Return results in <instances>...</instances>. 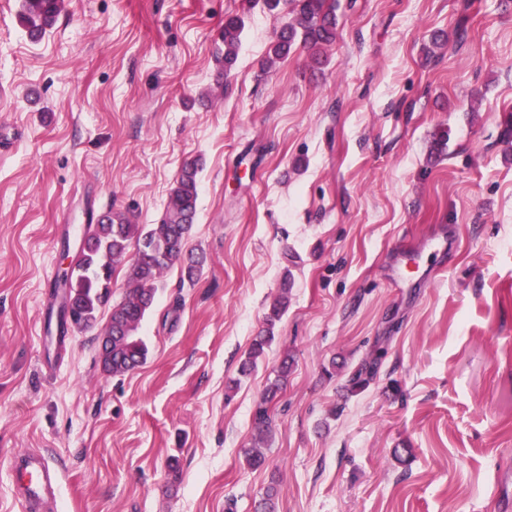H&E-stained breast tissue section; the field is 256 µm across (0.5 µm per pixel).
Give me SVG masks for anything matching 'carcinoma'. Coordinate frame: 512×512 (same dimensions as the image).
Wrapping results in <instances>:
<instances>
[{
    "instance_id": "1",
    "label": "carcinoma",
    "mask_w": 512,
    "mask_h": 512,
    "mask_svg": "<svg viewBox=\"0 0 512 512\" xmlns=\"http://www.w3.org/2000/svg\"><path fill=\"white\" fill-rule=\"evenodd\" d=\"M62 0H22L23 16L33 39L43 37L53 28ZM272 9L287 5L290 20L276 32L271 53L276 58L288 56L301 46L314 62H320L322 50L336 39L338 0H265ZM243 22L238 16L224 19V70L231 69L237 51ZM199 163H186L176 179L164 217L157 224H135L120 210H108L90 222L85 230L86 248L72 267L69 281L58 277L59 285L69 284L75 308L73 319H67L65 306L56 316V331L65 336L70 326L84 331L95 326L100 309L112 294V277L116 266L126 264L127 290L124 299L112 307V335L104 337L100 359L103 370L123 375L142 365L147 347L137 336L138 329L152 308L163 272L180 265L181 274L194 281L200 273L203 257L188 249V240L196 217ZM289 276H284L280 293L265 315V327L254 338L241 372L247 374L273 340L276 324L288 307ZM290 361L281 360L277 376L265 388L253 415L256 442H262L273 427L269 404L288 381ZM376 374V367L361 366L349 379L352 391L366 387ZM257 512H278V491L267 487L258 502Z\"/></svg>"
}]
</instances>
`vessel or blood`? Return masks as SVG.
Instances as JSON below:
<instances>
[{
  "label": "vessel or blood",
  "mask_w": 512,
  "mask_h": 512,
  "mask_svg": "<svg viewBox=\"0 0 512 512\" xmlns=\"http://www.w3.org/2000/svg\"><path fill=\"white\" fill-rule=\"evenodd\" d=\"M14 494L22 512H48L57 501L59 473L38 451L11 457Z\"/></svg>",
  "instance_id": "obj_1"
}]
</instances>
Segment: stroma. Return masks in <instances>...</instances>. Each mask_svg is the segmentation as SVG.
Segmentation results:
<instances>
[{
  "label": "stroma",
  "instance_id": "35a3bbf8",
  "mask_svg": "<svg viewBox=\"0 0 512 512\" xmlns=\"http://www.w3.org/2000/svg\"><path fill=\"white\" fill-rule=\"evenodd\" d=\"M339 4L317 65L272 56L287 10L263 0H63L37 41L0 0V512L30 449L61 466L57 512H255L272 483L278 512H512V0ZM195 159L204 263L164 273L146 362L103 371V313L48 342L63 238L110 209L157 223ZM286 272L276 339L241 375ZM242 30L240 17L228 16L224 19V70H230L236 62ZM290 361L288 356L281 360L277 376L265 388L260 402L257 404L253 415V430L257 443L263 442L273 427V417L270 413L269 404L277 397L288 381Z\"/></svg>",
  "mask_w": 512,
  "mask_h": 512
}]
</instances>
